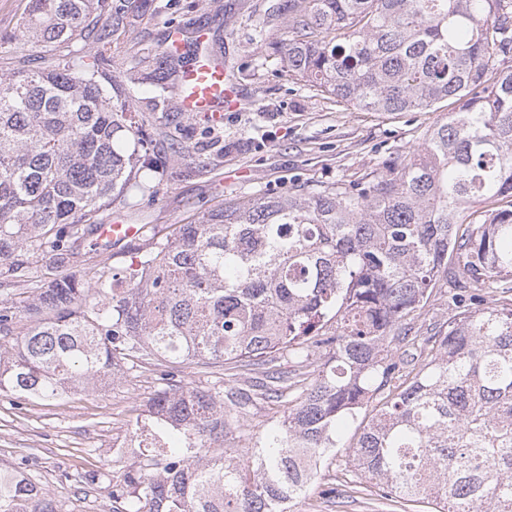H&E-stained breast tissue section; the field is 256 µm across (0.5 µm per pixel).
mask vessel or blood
I'll list each match as a JSON object with an SVG mask.
<instances>
[{
	"mask_svg": "<svg viewBox=\"0 0 512 512\" xmlns=\"http://www.w3.org/2000/svg\"><path fill=\"white\" fill-rule=\"evenodd\" d=\"M207 40L206 31H199L194 50V58L185 67L179 81V91L175 100L177 109L185 115H206L221 119L224 111L236 109L239 94L231 78L229 68L216 64L201 49ZM141 233L139 225L113 224L101 225L98 230V243H115L137 238Z\"/></svg>",
	"mask_w": 512,
	"mask_h": 512,
	"instance_id": "1",
	"label": "vessel or blood"
}]
</instances>
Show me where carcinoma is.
<instances>
[{
  "mask_svg": "<svg viewBox=\"0 0 512 512\" xmlns=\"http://www.w3.org/2000/svg\"><path fill=\"white\" fill-rule=\"evenodd\" d=\"M152 6L29 0L9 35L45 55L0 73V276L31 246L54 274L0 301V393L65 399L127 362L260 360L268 383L222 392L161 373L120 512H290L357 419L345 468L381 498L512 512V303L484 298L512 293V0H280L275 50L295 79L364 112L455 111L365 181L230 202L141 251L132 278L92 286L64 271L78 243L142 176L176 175L120 84L112 98L101 83L127 15ZM105 10L112 26L95 27ZM91 32L87 68L73 46ZM184 65L157 51L153 86H178ZM449 283L454 314L419 335ZM284 352L299 401L242 459L224 447L226 410L281 397ZM0 512L55 510L0 467Z\"/></svg>",
  "mask_w": 512,
  "mask_h": 512,
  "instance_id": "cac0c4a2",
  "label": "carcinoma"
}]
</instances>
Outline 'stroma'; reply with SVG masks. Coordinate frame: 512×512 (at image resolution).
<instances>
[{
  "label": "stroma",
  "instance_id": "1",
  "mask_svg": "<svg viewBox=\"0 0 512 512\" xmlns=\"http://www.w3.org/2000/svg\"><path fill=\"white\" fill-rule=\"evenodd\" d=\"M276 0H155V15L129 19L110 74L127 100L159 132L154 149L180 175L158 191L131 192L115 202L112 215L144 230L186 224L232 198L256 191L279 194L293 186L357 181L382 169L385 161L417 146L424 132L446 119L450 102L414 112H361L289 76L273 48L255 39ZM231 9L220 17V6ZM28 0H0V68L18 67L28 55L4 33L13 31ZM208 28L206 48L229 61L240 93L236 111L223 121L178 112L174 94L150 85L144 59L162 49L170 31ZM185 153L174 156L169 140ZM87 236L73 260L80 277L95 280L137 264L139 255L122 242L103 262ZM159 374L127 367L112 381L63 400H24L0 394V467L24 471L45 489L57 512H114L111 477L137 466L139 454L112 451L116 434H129L146 401L159 390ZM286 404L272 401L226 417L225 447L246 455L252 437L282 419ZM292 512H404L379 499L373 488L345 482L330 468Z\"/></svg>",
  "mask_w": 512,
  "mask_h": 512
}]
</instances>
